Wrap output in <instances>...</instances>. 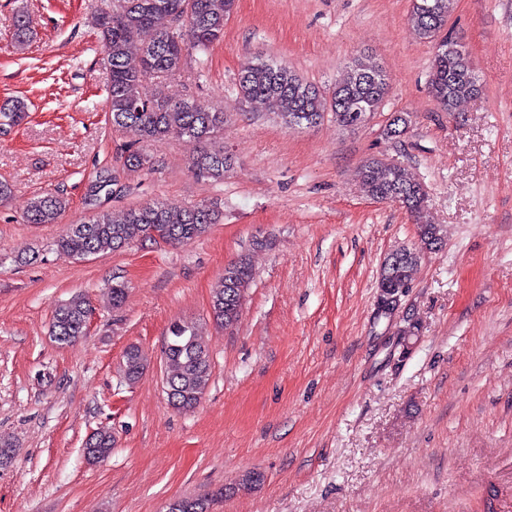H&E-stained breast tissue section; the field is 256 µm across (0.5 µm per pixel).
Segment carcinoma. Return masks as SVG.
Masks as SVG:
<instances>
[{
	"mask_svg": "<svg viewBox=\"0 0 512 512\" xmlns=\"http://www.w3.org/2000/svg\"><path fill=\"white\" fill-rule=\"evenodd\" d=\"M451 0H413L410 21L419 37L432 45L429 88L441 109L455 111L457 105L479 92L476 76L462 46L444 33ZM235 0H110L106 22H96L104 43L109 70L107 86L108 121L113 130L131 132L142 141H161L170 135L200 144L191 158L190 169L198 177L220 182L228 168V157L207 148V143L224 128V112L193 98L171 101L157 90L147 93L149 78H163L180 71L191 52L207 53L224 37V21L231 15ZM32 21L22 12L15 20V41H29ZM142 41L140 55L130 54L131 43ZM240 101L261 103L277 114L290 129L317 125L330 111L336 123L354 128L378 111L389 94V81L382 67L362 58L354 60L348 75L336 83L330 98L322 97L312 84L288 67L270 61L248 62L237 78ZM24 104L0 105V121L11 125L22 122ZM148 163L137 149L125 151L123 168L136 171ZM114 190L121 185L116 169L102 168L89 182L90 191L98 183ZM362 186L374 199L399 204L417 226L418 245L399 250L382 265L378 287L411 288L415 270L426 252L440 250L444 236L440 225L429 219V201L424 186L399 164L370 159L362 168ZM67 200L58 192L36 196L24 220L28 224H58ZM217 208L201 204L173 208L161 202L129 208L115 217L97 209L87 220L68 227L56 241L57 252L74 259H85L105 251H118L136 241L160 237L171 246L188 244L205 235L219 222ZM253 279L248 259L241 257L224 267L218 288L213 291L210 316L224 327L240 318L245 292ZM91 309L82 298L57 305L52 335L61 345L72 344L86 335ZM164 350L166 378L172 389L170 405L178 410L195 408L209 386L212 361L208 348L195 331L176 324ZM147 367V358L136 346L124 354V374L137 381ZM112 434L99 431L86 441L87 461L96 463L112 454ZM224 490L211 495L185 497L168 503L166 512H210Z\"/></svg>",
	"mask_w": 512,
	"mask_h": 512,
	"instance_id": "carcinoma-1",
	"label": "carcinoma"
}]
</instances>
